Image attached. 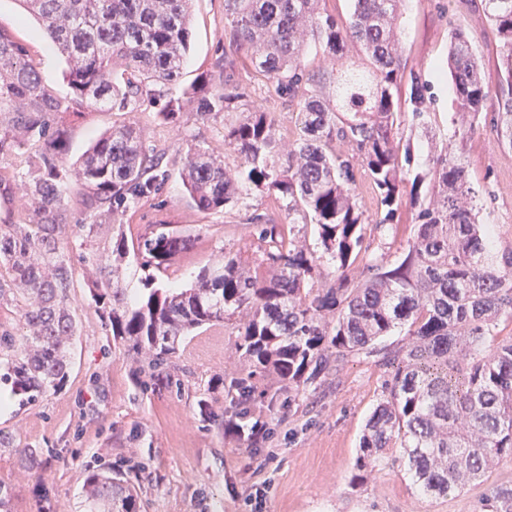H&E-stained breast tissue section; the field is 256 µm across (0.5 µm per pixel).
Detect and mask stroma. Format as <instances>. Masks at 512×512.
Returning <instances> with one entry per match:
<instances>
[{
	"mask_svg": "<svg viewBox=\"0 0 512 512\" xmlns=\"http://www.w3.org/2000/svg\"><path fill=\"white\" fill-rule=\"evenodd\" d=\"M481 0H404L397 20L403 73L391 91L402 111H410V78L426 85L432 129L403 125L401 144L419 147L462 131L464 165L476 192L492 191V202L479 214L481 223L512 225V149L502 146L490 124L462 127L456 114L448 48L452 30L463 29L482 65L491 90L485 113L497 112L502 85L499 36L478 7ZM224 0H195L192 49L181 78L164 89L180 96L201 74L213 72L224 54ZM0 29L27 45L43 82L57 95H70L63 79L65 63L39 26L25 19L18 0H0ZM234 80L245 87L254 106L275 113L279 150L297 137L292 119L296 101L270 92L249 62L237 61ZM235 112L185 115L177 125L162 124L156 105L141 101L125 111L86 109L68 127L67 171L78 167L84 152L103 131L134 126L145 148L163 158L167 180L158 193L129 205L121 222L85 209L84 189L72 184L62 218L88 224V233L63 235L59 250L73 273L68 303L77 331L63 385L38 401L10 394L9 413H0V433L13 447L0 448V483L8 487L9 512H90L84 490L89 470H121L139 488L141 512H486L488 483L512 487V458L488 469L486 480L469 482L447 496L421 495L400 451L386 449L368 479L352 481L360 440L382 395L384 371L361 356H349L340 371L320 376L297 391L276 376L258 384L262 395L240 417L233 394L248 362L237 348V316L198 330L182 341L161 369L156 384L145 385L144 357L112 338L102 309L92 299L95 283L124 288L128 299L154 288H188L203 266L252 243L250 219L266 214L288 222L282 204L264 189H252L231 209L196 208L180 173L188 148L212 153L227 166L237 155L224 145V129ZM414 208L402 204L390 228L366 227L372 252L398 257L415 234ZM192 237L193 247L179 255L167 272L150 273L133 255L115 259L117 238L132 240L156 225ZM243 419L264 425L258 445L226 435L224 423Z\"/></svg>",
	"mask_w": 512,
	"mask_h": 512,
	"instance_id": "35a3bbf8",
	"label": "stroma"
}]
</instances>
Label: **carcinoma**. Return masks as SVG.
I'll use <instances>...</instances> for the list:
<instances>
[{
	"mask_svg": "<svg viewBox=\"0 0 512 512\" xmlns=\"http://www.w3.org/2000/svg\"><path fill=\"white\" fill-rule=\"evenodd\" d=\"M65 59L71 95L44 84L27 48L0 29V153L38 144L27 157L36 223L0 225V302L13 306L27 334L0 325V382L35 402L65 378L76 333L67 305L72 276L59 254L61 237L85 225L62 223L69 187L60 176L67 154V119L93 105L125 111L143 98L160 101L158 115L176 122L188 102L200 114L239 112L224 140L238 164L230 174L211 154L192 149L183 186L201 211L237 203L251 188L287 201L288 216L316 227L323 253L336 267L333 283L316 279L317 258L263 214L252 217L256 250L224 255L203 267L191 288H155L128 301L112 289L106 326L112 338L147 356L149 377L176 353V345L204 326L237 311L238 349L252 370L238 381L272 372L297 387L329 373L353 354L375 357L386 369L383 399L366 424L356 469L373 472L380 453L403 449L402 460L419 491L445 496L462 481L482 477L493 461L512 456V242L500 241L495 224L478 221L480 206L469 185L456 135L432 143L425 167H404L394 146L402 113L391 86L403 71L396 32L402 0H354L339 24L318 11L319 0H224V42L233 56L217 61L218 75L200 77L183 98L166 99L160 87L176 82L190 49L194 0H19ZM483 16L500 39V69L507 91L489 118L499 143L512 148V0H482ZM340 63L336 104L313 94L320 81L306 72V40ZM359 45L367 66L344 62L348 44ZM250 61L274 92L298 102L292 114L298 138L285 163L270 161L276 115L252 106L226 70L235 58ZM448 65L458 114L481 118L489 94L467 36L451 34ZM411 126L428 129L429 111L419 77L411 81ZM348 146L343 151L339 145ZM89 189L88 209L117 217L116 202H136L155 192L166 171L135 128L102 134L73 173ZM377 198L374 226L393 224L403 201L416 208V233L395 260L370 255L366 277L350 267L364 246L368 217L355 194L359 180ZM189 240L161 230L137 239L144 266L159 272L187 249ZM407 342L377 348L398 328ZM88 499L101 512H140L139 495L120 471H91ZM489 512H512V487H492Z\"/></svg>",
	"mask_w": 512,
	"mask_h": 512,
	"instance_id": "1",
	"label": "carcinoma"
}]
</instances>
